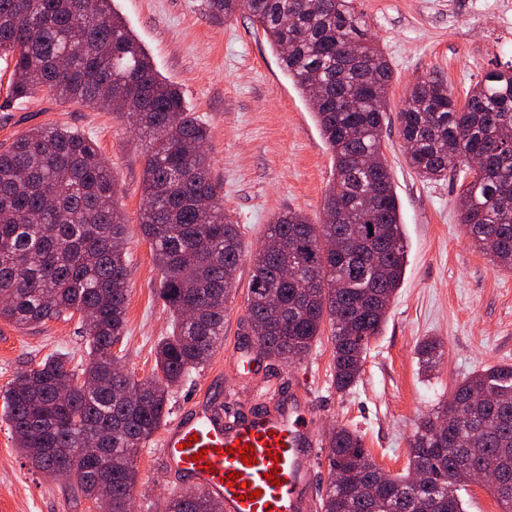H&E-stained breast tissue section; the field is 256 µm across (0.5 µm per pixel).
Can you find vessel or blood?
<instances>
[{
  "label": "vessel or blood",
  "instance_id": "1",
  "mask_svg": "<svg viewBox=\"0 0 512 512\" xmlns=\"http://www.w3.org/2000/svg\"><path fill=\"white\" fill-rule=\"evenodd\" d=\"M313 412L300 394L273 410L228 414L208 399L179 414L160 436V454L168 468L224 503V512H315L311 489L321 450L312 425ZM253 444L256 462L247 466L231 449ZM205 452L208 468L193 462ZM277 472L271 484L268 472ZM236 473L229 482L228 473ZM258 490L243 498L242 483Z\"/></svg>",
  "mask_w": 512,
  "mask_h": 512
}]
</instances>
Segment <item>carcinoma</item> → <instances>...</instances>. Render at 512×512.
Instances as JSON below:
<instances>
[{"label":"carcinoma","instance_id":"1","mask_svg":"<svg viewBox=\"0 0 512 512\" xmlns=\"http://www.w3.org/2000/svg\"><path fill=\"white\" fill-rule=\"evenodd\" d=\"M113 0H0V57L13 62L9 94L45 90L112 111L144 138L140 228L161 272L175 328L155 348L151 376L119 373L124 336L127 224L116 178L97 144L66 127L32 128L0 151V320L36 326L79 315L86 366L63 353L20 372L3 415L31 467L72 482L100 512H130L138 449L163 425L169 390L204 366L224 336V312L243 257L240 225L203 150L209 131L180 88L163 79L112 7ZM215 19L248 13L309 94L332 152L322 222L279 215L252 258L247 321L268 357L304 358L330 331L336 389L358 382L363 354L382 331L406 265L398 199L380 130L392 70L364 38L352 0H208ZM407 162L425 180L463 176L460 223L474 247L512 271V66L480 77L463 104L448 84L417 80L399 112ZM420 369L441 359L438 341L418 347ZM70 385L68 398L58 390ZM96 437L98 461L81 454ZM330 479L320 512H463L459 449L512 512V365L460 383L408 442L407 473L383 472L359 432L327 434ZM165 512H224L195 489Z\"/></svg>","mask_w":512,"mask_h":512}]
</instances>
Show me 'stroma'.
Masks as SVG:
<instances>
[{
	"label": "stroma",
	"instance_id": "35a3bbf8",
	"mask_svg": "<svg viewBox=\"0 0 512 512\" xmlns=\"http://www.w3.org/2000/svg\"><path fill=\"white\" fill-rule=\"evenodd\" d=\"M471 0H355L367 38L393 73L386 98L382 150L390 167L407 241L402 282L387 321L371 339L357 384L338 391L329 336L303 359L256 357L252 377L230 361L248 348L245 322L251 259L269 224L300 211L319 222L332 182L331 153L303 93L275 50L241 12L217 20L207 0H114V9L149 54L158 72L182 91L191 112L210 130L205 149L224 189V210L241 227L245 257L227 304L224 339L213 357L173 387L168 414L176 416L210 396L225 412L246 413L273 394L300 384L314 412V432L330 425L356 429L372 460L392 475L405 473L407 441L419 419L447 401L455 385L495 364H512V271L475 250L459 222L458 181L430 182L405 160L396 114L418 78L445 80L457 99L484 73L512 63V40L498 42L496 11L474 13ZM12 63L0 59V151L35 127L64 126L94 140L117 180L128 224V302L125 336L113 352L136 378L150 376L157 342L172 332L160 297L161 273L139 230L143 143L126 119L55 100L44 91L8 94ZM442 342L444 356L429 374L419 370L420 341ZM54 352L69 368L86 359L78 319L38 327L0 320V395L15 376ZM133 512H164L188 482L162 462L157 441L140 448ZM0 512H98L64 479L31 469L0 419Z\"/></svg>",
	"mask_w": 512,
	"mask_h": 512
}]
</instances>
